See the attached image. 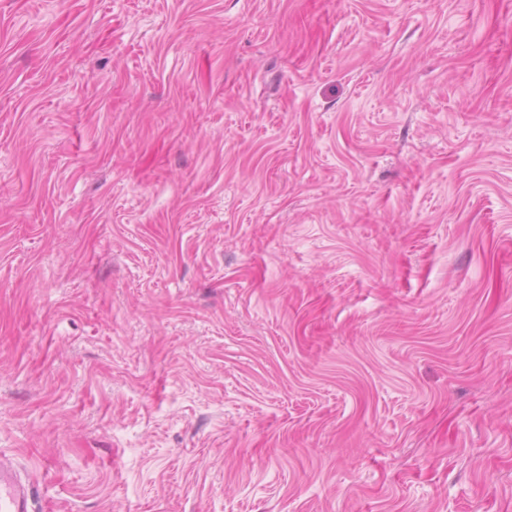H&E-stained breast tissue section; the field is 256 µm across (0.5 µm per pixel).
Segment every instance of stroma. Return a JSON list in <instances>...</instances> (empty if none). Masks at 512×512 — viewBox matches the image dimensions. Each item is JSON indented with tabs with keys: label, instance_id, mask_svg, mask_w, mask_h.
I'll list each match as a JSON object with an SVG mask.
<instances>
[{
	"label": "stroma",
	"instance_id": "obj_1",
	"mask_svg": "<svg viewBox=\"0 0 512 512\" xmlns=\"http://www.w3.org/2000/svg\"><path fill=\"white\" fill-rule=\"evenodd\" d=\"M1 458L512 512V0H0Z\"/></svg>",
	"mask_w": 512,
	"mask_h": 512
}]
</instances>
